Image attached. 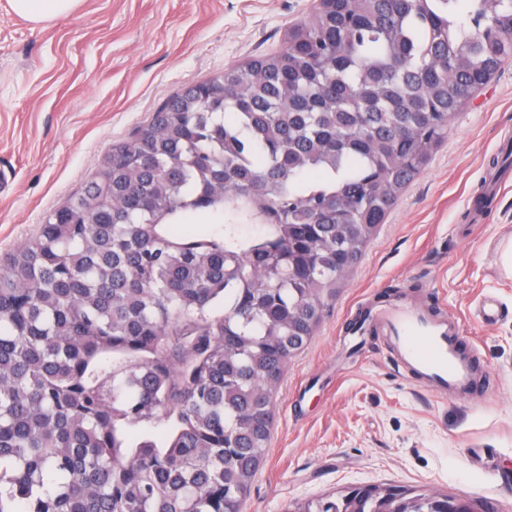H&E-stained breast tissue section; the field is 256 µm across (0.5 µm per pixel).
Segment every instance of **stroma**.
Here are the masks:
<instances>
[{"label":"stroma","mask_w":512,"mask_h":512,"mask_svg":"<svg viewBox=\"0 0 512 512\" xmlns=\"http://www.w3.org/2000/svg\"><path fill=\"white\" fill-rule=\"evenodd\" d=\"M317 0H83L36 25L0 0V259L81 192L112 144L170 95L281 52ZM512 167V58L460 110L288 362L270 440L243 512L392 484L512 512V186L475 210L490 175ZM462 321L481 387L433 396L396 367L378 334L352 333L384 290ZM491 301L497 315L484 321Z\"/></svg>","instance_id":"stroma-1"}]
</instances>
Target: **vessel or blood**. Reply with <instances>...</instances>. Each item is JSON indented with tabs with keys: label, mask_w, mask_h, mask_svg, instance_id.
I'll return each instance as SVG.
<instances>
[{
	"label": "vessel or blood",
	"mask_w": 512,
	"mask_h": 512,
	"mask_svg": "<svg viewBox=\"0 0 512 512\" xmlns=\"http://www.w3.org/2000/svg\"><path fill=\"white\" fill-rule=\"evenodd\" d=\"M395 359L430 387L468 393L476 384L470 362L460 353L462 324L433 317L404 299H393L370 314Z\"/></svg>",
	"instance_id": "vessel-or-blood-1"
}]
</instances>
